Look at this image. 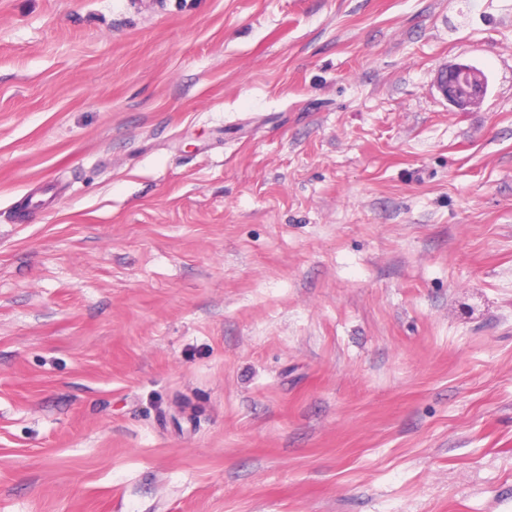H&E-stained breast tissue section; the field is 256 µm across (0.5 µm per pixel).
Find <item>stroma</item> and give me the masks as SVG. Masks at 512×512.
Masks as SVG:
<instances>
[{
    "label": "stroma",
    "instance_id": "1",
    "mask_svg": "<svg viewBox=\"0 0 512 512\" xmlns=\"http://www.w3.org/2000/svg\"><path fill=\"white\" fill-rule=\"evenodd\" d=\"M0 512H512V0H0ZM486 74L469 63H455L446 67L442 88L443 97L457 111H464L479 101L487 92Z\"/></svg>",
    "mask_w": 512,
    "mask_h": 512
}]
</instances>
